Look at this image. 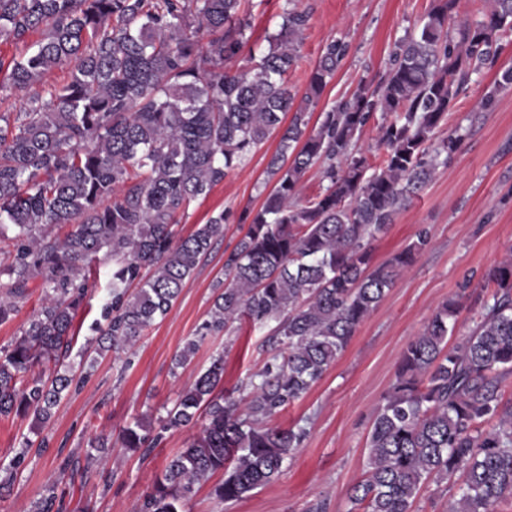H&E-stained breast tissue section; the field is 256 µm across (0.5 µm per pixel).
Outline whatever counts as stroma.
Wrapping results in <instances>:
<instances>
[{
	"instance_id": "stroma-1",
	"label": "stroma",
	"mask_w": 512,
	"mask_h": 512,
	"mask_svg": "<svg viewBox=\"0 0 512 512\" xmlns=\"http://www.w3.org/2000/svg\"><path fill=\"white\" fill-rule=\"evenodd\" d=\"M248 42L237 67L251 65L252 50L264 46L287 6L286 0H251ZM311 13L303 34L301 58L289 82L305 92L323 46L343 40L347 53L316 107L323 112L359 87L376 86L384 76L397 41L416 32L432 0H295ZM495 64L475 71L454 101L448 121L435 132L462 137L448 165L396 215L372 243V262L381 264L428 230L431 243L397 280L360 325L345 352L324 378L275 419L276 425L307 426L309 435L294 458L271 483L236 502L219 501L215 473L196 486L188 512H306L322 498L328 512H347V494L365 470L366 441L373 411L395 380L400 354L424 328L437 306L469 284L471 295L456 329L468 333L490 299L482 275L512 247V85L495 83L512 66V33L499 37ZM495 102L487 111L477 104L486 92ZM278 144L270 138L231 171L210 194L192 202L175 228L184 236L222 210L240 215L258 208L272 188L266 169ZM230 223L224 237L188 278L167 315L148 330L137 347L119 355L95 356L92 329L108 295L99 278L91 299L72 328L70 363L75 381L53 417L36 426L32 417L0 418V465H15L11 495L0 499V512H39L47 486H54L52 512H134L151 491L169 458L197 431L196 425L164 433L148 458L117 447L120 428L137 419L155 422L171 409L213 355H224V387L233 389L260 370L268 359L261 347L264 330L242 324L237 335L209 337L192 362L175 367L174 356L206 319L217 281L224 277V253L244 233ZM113 448L106 467L90 466L85 454L99 438ZM67 474H60L61 465Z\"/></svg>"
}]
</instances>
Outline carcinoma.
I'll use <instances>...</instances> for the list:
<instances>
[{
	"label": "carcinoma",
	"mask_w": 512,
	"mask_h": 512,
	"mask_svg": "<svg viewBox=\"0 0 512 512\" xmlns=\"http://www.w3.org/2000/svg\"><path fill=\"white\" fill-rule=\"evenodd\" d=\"M433 2L418 34L395 44L377 86L359 88L311 128L310 109L347 47L327 43L298 95L288 74L300 59L306 10L286 9L253 66L239 69L246 0H0V40L23 46L0 62L11 88L28 90L56 68L70 72L46 89L49 103L33 98L0 113V241L12 243L0 268L8 276L0 323L18 311L31 279L43 285L40 310L0 351V418L47 420L72 384L71 331L100 257L112 269L96 353L133 348L169 312L231 218L221 211L178 238L179 214L278 131L267 167L274 185L258 209L238 216L247 229L224 254L221 292L174 361L186 366L207 337L228 336L244 319L267 329L271 358L249 377L244 403L223 392L222 353L181 391L162 429L199 422L200 430L138 512H186L195 486L218 471L224 480L213 493L226 502L276 479L308 431L272 419L323 379L429 245L422 230L371 266V241L457 150L454 131L431 150L451 103L512 31V0H491L476 23L458 13L457 0ZM378 111L384 154L375 165L356 140ZM314 167L327 185L304 200L302 181ZM60 224L71 226L62 240L51 235ZM482 281L495 291L469 335L449 343L463 310L457 294L402 351L373 413L366 477L349 489V512H415L423 485L458 474L448 512H497L512 498V403L500 393L512 375V254ZM117 440L146 456L158 437L136 420Z\"/></svg>",
	"instance_id": "obj_1"
}]
</instances>
